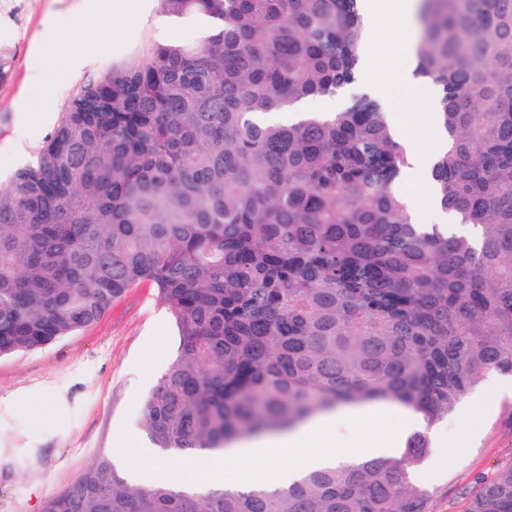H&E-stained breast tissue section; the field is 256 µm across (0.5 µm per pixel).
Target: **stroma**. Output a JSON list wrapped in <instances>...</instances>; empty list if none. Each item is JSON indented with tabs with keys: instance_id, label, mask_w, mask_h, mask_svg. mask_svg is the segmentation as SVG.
Wrapping results in <instances>:
<instances>
[{
	"instance_id": "35a3bbf8",
	"label": "stroma",
	"mask_w": 512,
	"mask_h": 512,
	"mask_svg": "<svg viewBox=\"0 0 512 512\" xmlns=\"http://www.w3.org/2000/svg\"><path fill=\"white\" fill-rule=\"evenodd\" d=\"M83 0H0V181L33 163L69 97L89 79L139 60L161 36L151 21L135 26L111 15L85 16ZM45 40L57 87L30 113L18 145V105L38 95L29 80L32 43ZM77 68H69L72 54ZM407 136L430 149L437 130L423 122L428 100L393 101ZM176 329L154 289L129 290L96 323L42 349L0 357V512H43L103 454L143 459L144 482L178 479L184 465L209 459L152 448L144 400L173 360ZM467 403L430 432L433 451L417 478L433 492L430 512H468L481 481L512 465V379L477 384Z\"/></svg>"
}]
</instances>
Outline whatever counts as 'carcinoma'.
I'll return each mask as SVG.
<instances>
[{"mask_svg":"<svg viewBox=\"0 0 512 512\" xmlns=\"http://www.w3.org/2000/svg\"><path fill=\"white\" fill-rule=\"evenodd\" d=\"M215 23L90 79L35 162L0 184V357L156 291L176 357L144 403L156 448L220 451L375 399L419 415L398 456L290 484L132 485L99 456L44 512H430V430L512 376V0H424L415 75L447 135L435 202L478 231L416 224L389 112L354 96L363 0H160ZM469 512H512V465Z\"/></svg>","mask_w":512,"mask_h":512,"instance_id":"carcinoma-1","label":"carcinoma"}]
</instances>
